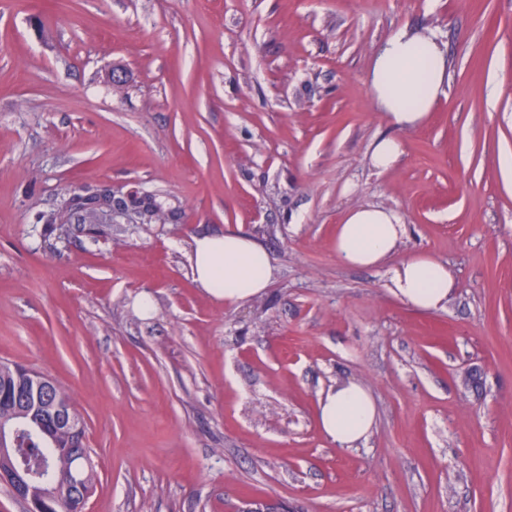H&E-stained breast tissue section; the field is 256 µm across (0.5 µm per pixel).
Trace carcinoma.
<instances>
[{"instance_id": "carcinoma-1", "label": "carcinoma", "mask_w": 512, "mask_h": 512, "mask_svg": "<svg viewBox=\"0 0 512 512\" xmlns=\"http://www.w3.org/2000/svg\"><path fill=\"white\" fill-rule=\"evenodd\" d=\"M142 219L149 220L161 206L145 196L132 202ZM97 214V208L70 202L45 217L47 224L84 223ZM34 371L20 364L0 362V420L7 426L21 428L18 445L20 455L34 465L40 464L48 448L64 449L63 458L50 463L55 479L62 485L69 482L71 470L89 455L85 444V425L72 398L50 381L34 393Z\"/></svg>"}]
</instances>
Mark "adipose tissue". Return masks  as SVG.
I'll return each instance as SVG.
<instances>
[{"mask_svg": "<svg viewBox=\"0 0 512 512\" xmlns=\"http://www.w3.org/2000/svg\"><path fill=\"white\" fill-rule=\"evenodd\" d=\"M448 61L443 45L433 37L400 27L372 56L368 82L376 105L395 135L379 140L371 153L374 168L386 172L403 154L399 131L420 125L444 95ZM406 226L391 209L360 206L336 227L337 260L348 267L388 266L389 287L405 304L426 312L448 306L455 277L447 263L415 255L389 266L388 261ZM190 261L195 282L213 301L240 305L263 293L273 277L268 251L242 231L193 238ZM376 407L370 393L349 382L323 392L318 400V423L323 435L343 447L371 434Z\"/></svg>", "mask_w": 512, "mask_h": 512, "instance_id": "adipose-tissue-1", "label": "adipose tissue"}]
</instances>
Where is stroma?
<instances>
[{
  "label": "stroma",
  "mask_w": 512,
  "mask_h": 512,
  "mask_svg": "<svg viewBox=\"0 0 512 512\" xmlns=\"http://www.w3.org/2000/svg\"><path fill=\"white\" fill-rule=\"evenodd\" d=\"M403 25L443 42L448 86L397 133L366 74ZM393 133L404 153L377 173ZM506 154L512 0H0V361L75 400L85 512H512ZM100 186L170 219L46 231ZM363 205L400 214L397 257L447 262V309L337 261L336 226ZM229 229L276 267L240 306L189 261L194 236ZM350 381L376 421L344 448L317 405ZM403 143L399 137L388 136L379 140L371 153L370 161L380 172L392 169L403 154Z\"/></svg>",
  "instance_id": "1"
}]
</instances>
